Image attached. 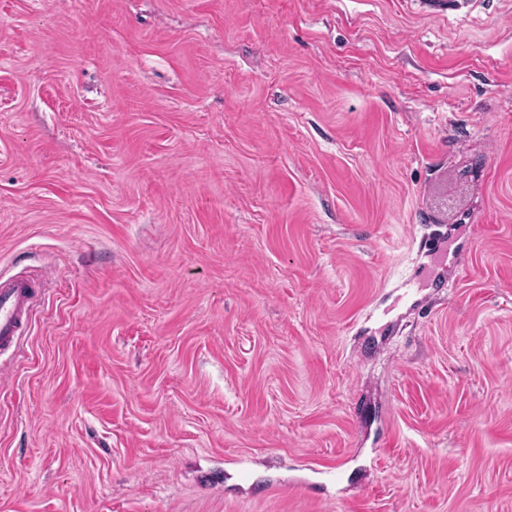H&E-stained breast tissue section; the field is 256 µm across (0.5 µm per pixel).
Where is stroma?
Returning a JSON list of instances; mask_svg holds the SVG:
<instances>
[{
    "instance_id": "1",
    "label": "stroma",
    "mask_w": 512,
    "mask_h": 512,
    "mask_svg": "<svg viewBox=\"0 0 512 512\" xmlns=\"http://www.w3.org/2000/svg\"><path fill=\"white\" fill-rule=\"evenodd\" d=\"M0 512H512V0H0ZM36 274L0 276V352L15 348L42 293Z\"/></svg>"
}]
</instances>
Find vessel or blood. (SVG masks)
I'll return each mask as SVG.
<instances>
[{"mask_svg": "<svg viewBox=\"0 0 512 512\" xmlns=\"http://www.w3.org/2000/svg\"><path fill=\"white\" fill-rule=\"evenodd\" d=\"M42 293L35 274L0 276V352L15 348L26 332L34 307Z\"/></svg>", "mask_w": 512, "mask_h": 512, "instance_id": "obj_1", "label": "vessel or blood"}]
</instances>
